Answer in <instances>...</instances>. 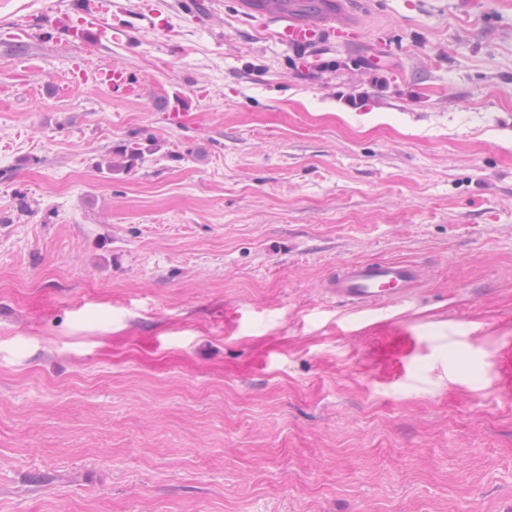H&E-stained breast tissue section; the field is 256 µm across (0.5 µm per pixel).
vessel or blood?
Instances as JSON below:
<instances>
[{
    "label": "vessel or blood",
    "instance_id": "b4317fda",
    "mask_svg": "<svg viewBox=\"0 0 512 512\" xmlns=\"http://www.w3.org/2000/svg\"><path fill=\"white\" fill-rule=\"evenodd\" d=\"M111 10L110 0H88L82 24H74L70 11L65 8L49 14L45 24L64 40L94 49L107 39L104 18ZM334 18L331 11L310 20L278 16L271 20V34L278 43L295 50L352 38L353 29L336 24ZM94 80L119 97L138 98L143 94L140 83L118 66L97 72ZM191 107L189 100L175 92L167 98L165 115L170 121L183 124L191 118ZM422 278L421 267L411 261L362 260L341 265L326 280L324 291L351 308L368 310L404 301L421 284Z\"/></svg>",
    "mask_w": 512,
    "mask_h": 512
}]
</instances>
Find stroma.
Returning a JSON list of instances; mask_svg holds the SVG:
<instances>
[{
    "mask_svg": "<svg viewBox=\"0 0 512 512\" xmlns=\"http://www.w3.org/2000/svg\"><path fill=\"white\" fill-rule=\"evenodd\" d=\"M83 2L0 0V512H512V0H342L312 59L244 0L13 39ZM367 259L425 278L326 297ZM94 83L107 86L114 95L123 98H140L143 95L140 83L128 71L118 66L97 72ZM192 103L185 99L178 91L167 97L165 116L176 124H184L192 117ZM422 278V268L412 261L362 260L341 265L323 288L352 309L368 310L404 301Z\"/></svg>",
    "mask_w": 512,
    "mask_h": 512,
    "instance_id": "35a3bbf8",
    "label": "stroma"
}]
</instances>
